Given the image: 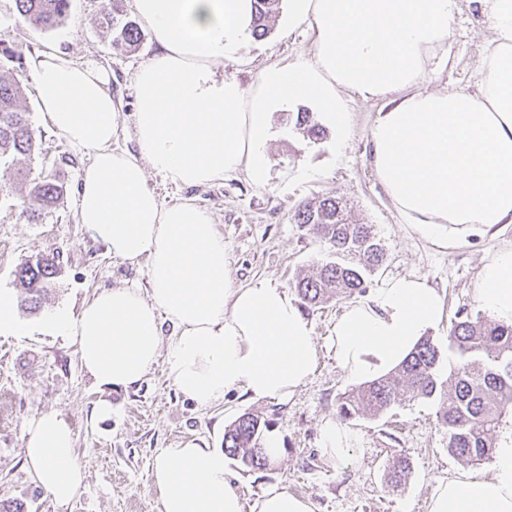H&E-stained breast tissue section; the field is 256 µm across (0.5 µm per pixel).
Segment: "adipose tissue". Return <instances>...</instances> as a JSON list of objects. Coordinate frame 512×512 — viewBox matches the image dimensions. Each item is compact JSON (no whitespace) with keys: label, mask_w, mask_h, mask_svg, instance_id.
<instances>
[{"label":"adipose tissue","mask_w":512,"mask_h":512,"mask_svg":"<svg viewBox=\"0 0 512 512\" xmlns=\"http://www.w3.org/2000/svg\"><path fill=\"white\" fill-rule=\"evenodd\" d=\"M472 2L492 30L477 90L440 93L420 84L458 0H288L291 23L316 34L313 56L266 68L248 89L215 70L245 45L253 0H133L157 44L133 80L134 154L112 147L118 106L104 68L50 50L32 56L42 112L90 154L78 223L112 255L145 263L149 286L144 295L103 289L79 312L55 310L44 328L75 346L102 387L134 386L163 360L175 388L202 407L234 391L252 400L292 395L316 367L311 324L288 289L236 283L211 213L191 201L162 204L146 172L187 187L241 172L263 187L273 112L307 101L341 129L340 90L389 95L370 131L369 164L404 223L426 234L512 224V0ZM476 296L512 324V246L483 264ZM445 316L427 278H396L347 304L332 328L336 362L354 380L378 378ZM166 321L174 340L164 356ZM24 451L36 485L68 504L85 478L70 425L56 413L33 417ZM153 484L160 512H313L280 485L244 499L224 453L196 442L159 449ZM428 512H512V443L499 449L490 477L461 473L438 483Z\"/></svg>","instance_id":"ef3b65f1"}]
</instances>
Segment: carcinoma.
<instances>
[{"instance_id": "obj_1", "label": "carcinoma", "mask_w": 512, "mask_h": 512, "mask_svg": "<svg viewBox=\"0 0 512 512\" xmlns=\"http://www.w3.org/2000/svg\"><path fill=\"white\" fill-rule=\"evenodd\" d=\"M69 0H15L20 20L31 28L51 31L63 25ZM281 0H254L252 33L267 36L279 14ZM99 26L112 35V47L131 51L143 39L138 23L123 14L121 0L99 17ZM23 83L0 75V177L24 185L20 217L35 222L63 197L62 183L48 177L29 179L15 167L19 156L31 157L40 149L42 135L32 124L24 104ZM289 131L299 139L316 143L326 129L312 112H298L288 120ZM291 223L325 246V257L314 275L299 279L294 289L301 306L311 310L333 298L363 293L383 266L387 253L374 225L357 224L347 201L326 195L305 202L291 215ZM58 274L55 258L28 261L17 272L21 308L41 307L50 281ZM418 400L436 404L437 424L448 433V453L473 463L494 453L497 433L507 411L512 410V324L489 320L464 310L456 314L448 331L447 347L424 336L409 357L394 371L341 394L338 416L347 422L378 418L394 406ZM269 422L251 413L241 414L224 432V453L246 468L270 464L264 431ZM411 474L408 458H396L385 478L393 487Z\"/></svg>"}]
</instances>
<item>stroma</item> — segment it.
Segmentation results:
<instances>
[{
    "label": "stroma",
    "instance_id": "obj_1",
    "mask_svg": "<svg viewBox=\"0 0 512 512\" xmlns=\"http://www.w3.org/2000/svg\"><path fill=\"white\" fill-rule=\"evenodd\" d=\"M105 3L69 0L64 24L40 32L19 20L15 0H0V45L23 57L19 63L0 64V73L23 80L31 120L42 133L38 153L20 165L33 176L54 177L66 186L60 204L36 224L20 216V185L0 190V289L14 290L18 267L37 255H55L60 269L40 312L22 314L26 335L0 337V501L23 504L25 512H160L152 488L159 449L191 439L223 448L225 428L246 412L268 420L282 446L263 470H248L228 460L248 498L278 484L309 499L314 512H428L438 481L463 469L478 478L489 477L493 460L467 465L448 453V436L436 423V406L425 400L395 407L380 418L346 423L348 454L335 461L324 453L323 423L336 419L337 398L355 386L337 366L330 346L332 327L345 308L341 301L307 312L316 368L292 396L251 401L231 393L208 407L180 394L163 363L133 387L98 386L82 369L74 346L41 329L44 314L60 307L79 311L101 289L147 284L144 265L112 256L78 224V186L89 155L50 126L38 107L25 64L26 57L51 47L73 60L106 68L120 107L119 133L112 145L135 150L132 82L156 44L148 34L135 51L115 50L111 34L98 25ZM458 6L451 35L426 74L425 85L432 91L477 89L481 51L491 31L470 0H458ZM314 39L312 30L289 25L287 11H280L271 33L248 40L237 61L218 68L217 74L251 87L268 66L310 60ZM341 98L349 114L346 128L328 129L326 138L311 146L291 135L283 112L274 113L266 186H254L245 175L235 174L189 188L153 171L148 185L163 203L189 199L211 211L237 283L266 279L285 288L298 277L313 274L324 252L317 239L291 224V214L303 202L337 194L352 203L358 223L376 226L386 246L387 261L373 288L397 277L419 275L442 292L447 315L463 307L480 313L475 288L481 266L489 253L512 244V224L449 238L425 235L414 225L401 223L368 164L371 128L390 101L352 92ZM103 401L111 405L112 414L94 419L93 412ZM49 412L60 414L71 426L86 475L83 487L63 509L32 481L24 462L26 423ZM401 455L409 458L412 473L393 489L384 472Z\"/></svg>",
    "mask_w": 512,
    "mask_h": 512
}]
</instances>
